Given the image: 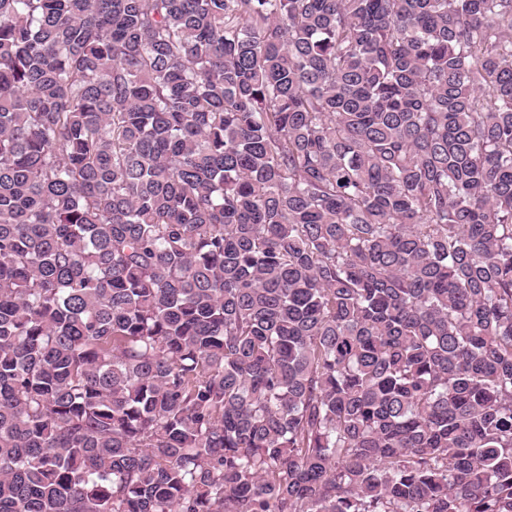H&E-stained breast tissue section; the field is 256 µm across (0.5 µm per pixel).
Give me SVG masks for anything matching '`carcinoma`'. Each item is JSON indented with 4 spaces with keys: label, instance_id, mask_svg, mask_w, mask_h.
<instances>
[{
    "label": "carcinoma",
    "instance_id": "obj_1",
    "mask_svg": "<svg viewBox=\"0 0 512 512\" xmlns=\"http://www.w3.org/2000/svg\"><path fill=\"white\" fill-rule=\"evenodd\" d=\"M0 512H512V0H0Z\"/></svg>",
    "mask_w": 512,
    "mask_h": 512
}]
</instances>
